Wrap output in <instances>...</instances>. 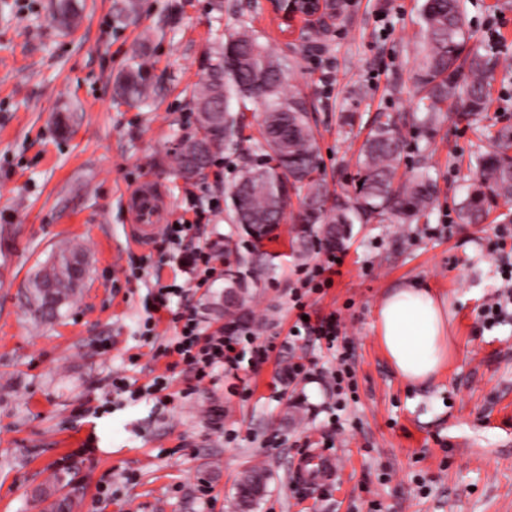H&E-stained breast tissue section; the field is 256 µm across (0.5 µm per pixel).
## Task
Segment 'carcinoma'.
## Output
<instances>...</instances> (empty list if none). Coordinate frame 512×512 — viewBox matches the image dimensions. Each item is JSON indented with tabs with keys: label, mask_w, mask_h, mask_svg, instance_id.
Returning <instances> with one entry per match:
<instances>
[{
	"label": "carcinoma",
	"mask_w": 512,
	"mask_h": 512,
	"mask_svg": "<svg viewBox=\"0 0 512 512\" xmlns=\"http://www.w3.org/2000/svg\"><path fill=\"white\" fill-rule=\"evenodd\" d=\"M79 0H56V21L71 26L80 17ZM423 44L413 73L431 124L440 114L470 116L488 109V86L498 60L467 48L463 0H423ZM151 89L146 63L130 66L119 86V96L130 105L145 102ZM259 99L264 106L263 144L267 161L256 166L250 154L242 157L239 175L229 188L236 221L247 212L255 220L245 230L263 239L279 224L290 204V191H303L299 240L305 243L310 227L323 225L324 246L342 244L344 229L357 221L369 223L387 215L415 221L436 199V182L427 172L410 179L399 175L403 138L391 117L377 120L362 146V170L354 199L336 198L327 205V190L317 159V147L302 99L282 91L278 62L249 31L230 36L209 64L207 78L196 96L200 133L182 142L180 165L201 173L223 148L237 145L241 116L228 107L232 98ZM512 131L504 129L495 149L476 158L478 179L458 208V219L477 224L488 214L495 198H512ZM249 182L246 190L238 185ZM88 272V261L76 247H61L31 277L26 302L31 316L50 320L70 303Z\"/></svg>",
	"instance_id": "carcinoma-1"
}]
</instances>
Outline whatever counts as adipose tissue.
<instances>
[{
  "mask_svg": "<svg viewBox=\"0 0 512 512\" xmlns=\"http://www.w3.org/2000/svg\"><path fill=\"white\" fill-rule=\"evenodd\" d=\"M375 326L391 365L409 383L437 377L448 361V300L430 288L412 283L390 293Z\"/></svg>",
  "mask_w": 512,
  "mask_h": 512,
  "instance_id": "ef3b65f1",
  "label": "adipose tissue"
}]
</instances>
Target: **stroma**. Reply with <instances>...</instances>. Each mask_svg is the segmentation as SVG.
I'll use <instances>...</instances> for the list:
<instances>
[{"label":"stroma","instance_id":"35a3bbf8","mask_svg":"<svg viewBox=\"0 0 512 512\" xmlns=\"http://www.w3.org/2000/svg\"><path fill=\"white\" fill-rule=\"evenodd\" d=\"M55 0H0V512H236L234 487L253 467L270 474L254 512H512V314L492 327L481 310L512 257V201L488 219L460 223L470 165L512 129V70H496L480 120L418 123L412 83L422 0H339L340 16L315 40L281 33L265 0H86L72 30L52 22ZM473 46L512 62V0H464ZM251 30L269 47L283 92L309 108L329 197L353 194L358 151L377 113L395 116L405 140L400 170L427 168L439 194L427 218L355 224L332 287L307 299L312 315L339 312L355 392L337 400L323 380L336 352L290 341V291L322 259L317 237L296 246L284 220L247 264L254 241L234 224L228 188L240 152H257L261 103L247 104L241 151H220L201 175L181 172L178 150L199 131L195 96L229 36ZM147 58L145 104L115 95L121 74ZM153 183L182 214L186 191L218 199L201 233L234 268L248 331L269 344L237 371H216L177 407L140 387L165 373L154 354L166 322L145 323L158 285L188 278L162 262L163 237L129 243V194ZM83 250L90 271L62 318L34 323L30 274L61 244ZM418 280L448 297V363L412 386L393 369L374 328L389 292ZM229 282L191 289L203 327L224 325ZM311 374L289 380L292 356ZM137 383L118 392L113 376ZM221 409L213 422L212 409ZM91 452L81 453L86 440ZM330 443L339 478L306 490L292 471L304 448Z\"/></svg>","mask_w":512,"mask_h":512}]
</instances>
